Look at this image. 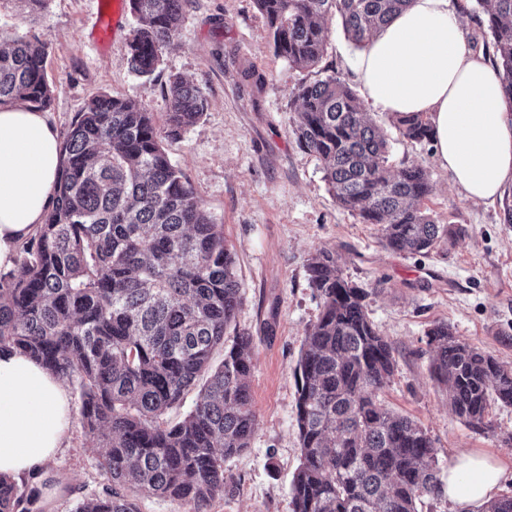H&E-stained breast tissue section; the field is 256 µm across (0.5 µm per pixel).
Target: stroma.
Wrapping results in <instances>:
<instances>
[{
    "label": "stroma",
    "instance_id": "obj_1",
    "mask_svg": "<svg viewBox=\"0 0 512 512\" xmlns=\"http://www.w3.org/2000/svg\"><path fill=\"white\" fill-rule=\"evenodd\" d=\"M138 19L129 0H0V38H39L47 48L52 89L47 112L59 135L95 96L145 105L165 129L173 76L197 85L208 102L202 118L162 145L204 210L224 227L240 283L237 329L252 336L250 376L257 427L250 448L224 463V489L209 512H292L291 481L300 462L296 367L321 301L309 283V258L331 251L342 276L367 294L369 317L391 343L394 374L379 398L415 420L434 443L439 469L463 449L505 462L499 493H512V407L494 403L487 429L451 410L448 392L430 376L426 332L448 324L457 340L512 366V185L475 204L441 166L432 143L404 141L386 113L369 110L388 142L393 167H424L433 185L423 202L439 223L464 233L427 256L386 249L374 225L340 206L323 164L297 145L292 127L301 84L333 75L356 93L361 51L339 18L326 20V51L316 67L298 69L274 53L255 0H184L180 28L148 77L130 68L128 42ZM102 443L73 416L61 448L44 465L51 479L44 512H68L107 481L97 468Z\"/></svg>",
    "mask_w": 512,
    "mask_h": 512
}]
</instances>
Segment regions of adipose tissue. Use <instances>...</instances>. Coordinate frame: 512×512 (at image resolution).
<instances>
[{
    "label": "adipose tissue",
    "mask_w": 512,
    "mask_h": 512,
    "mask_svg": "<svg viewBox=\"0 0 512 512\" xmlns=\"http://www.w3.org/2000/svg\"><path fill=\"white\" fill-rule=\"evenodd\" d=\"M460 0H410L356 62L367 103L392 113L424 112L441 165L474 201L499 197L512 183V105L489 62L467 46ZM61 165L47 113L0 105V268L44 224ZM72 423L61 376L27 355L0 354V474L41 468ZM505 473L498 460L462 452L440 478V493L467 512L490 500Z\"/></svg>",
    "instance_id": "obj_1"
}]
</instances>
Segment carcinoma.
Returning <instances> with one entry per match:
<instances>
[{
  "label": "carcinoma",
  "instance_id": "cac0c4a2",
  "mask_svg": "<svg viewBox=\"0 0 512 512\" xmlns=\"http://www.w3.org/2000/svg\"><path fill=\"white\" fill-rule=\"evenodd\" d=\"M410 0H256L275 53L298 68L315 66L326 47L325 19L339 15L348 39L365 47ZM512 103V0H476ZM139 25L129 41L131 68L149 76L176 35L182 0H130ZM47 44L0 42V105L51 104ZM298 146L325 163L336 201L380 226L393 251L429 254L456 231L420 208L432 192L418 165H388V142L355 92L328 76L297 90ZM208 103L192 83L169 87V134L196 123ZM401 136L431 141L428 117L390 115ZM55 202L0 274V351H22L80 387L86 431L103 440L97 467L112 481L72 512H139L124 493H142L207 512L224 489V462L250 447L256 428L249 377L253 337L224 339L240 301L235 260L223 225L203 209L170 162L153 113L124 98H92L61 149ZM322 301L294 370L302 462L292 479L293 512H418L437 494V453L408 417L378 393L395 357L368 315L363 289L345 280L322 250L309 263ZM430 371L448 386L454 413L485 426L490 401L512 406V367L461 343L439 324ZM223 359L213 364L214 354ZM201 386L192 410L168 413ZM39 489L0 475V512H39ZM484 512H512V494Z\"/></svg>",
  "mask_w": 512,
  "mask_h": 512
}]
</instances>
